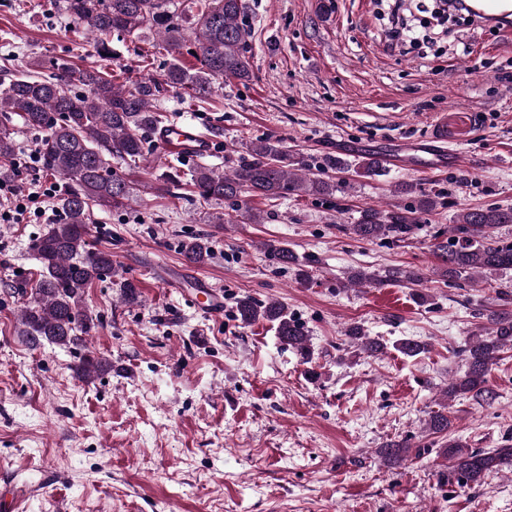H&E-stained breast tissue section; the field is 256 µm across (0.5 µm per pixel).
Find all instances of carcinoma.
Segmentation results:
<instances>
[{
	"instance_id": "1",
	"label": "carcinoma",
	"mask_w": 512,
	"mask_h": 512,
	"mask_svg": "<svg viewBox=\"0 0 512 512\" xmlns=\"http://www.w3.org/2000/svg\"><path fill=\"white\" fill-rule=\"evenodd\" d=\"M172 0H59L73 24V32L93 47L98 63L78 68L66 57L50 61L47 75L22 73L0 81V112H13L22 119L23 129L38 136V153L43 170L63 180L55 194L61 215L32 244L41 266V278L20 309L21 333L38 348L46 343L68 347L83 341L91 326L83 313L85 289L95 281L112 277V254L86 250L87 224L95 206L124 209L134 199L132 181L112 169L116 158L134 170L149 161L146 134L161 128L165 116L154 111V102L168 89L183 90L195 98H206L214 83L245 82L250 78V56L246 49V0H197V13L185 25L170 10ZM153 32L170 62L161 77L143 78L128 88L116 83L108 72L112 63L110 37L114 34L138 39ZM195 51V63H182L184 53ZM17 132L0 128V179L14 177ZM347 165L340 158H326L319 165L291 156L281 139L270 136L252 143L248 155L229 170L219 171L198 165L189 173L174 166H159L157 179L164 186H184L205 203H227L229 212H216L214 224H235L242 217L253 224L264 221L248 206V198L269 200L298 196L330 197L337 184L331 173H342ZM398 196H411L410 204L388 209L366 206L349 225L359 240L402 241L415 233L421 216L434 211L438 195L416 192L413 184L395 186ZM512 224V207L467 208L457 215L455 233L434 244L442 262V274L450 280L473 278L512 269V242L495 235L497 228ZM262 248L284 266L299 264L298 256L278 241ZM182 253L192 264L210 257V246L200 238L182 244ZM354 286H382L388 282H422L413 270L392 268L384 274L354 271L348 277ZM239 320L252 324L266 320L276 325L277 335L311 357L304 326L287 316L278 301L258 303L244 297L237 303ZM487 325L461 349L467 370L448 385L447 394L470 395L479 404H488L494 394L487 385L489 367L512 350V311L503 309L482 315ZM345 336L374 356L384 349L359 325H350ZM111 368V363L90 351L74 368L75 375L89 380ZM451 419L442 412L430 417L428 429L446 434ZM443 453L451 458L447 481L479 484L484 476L504 467L512 469V447L483 450L466 448L448 441Z\"/></svg>"
}]
</instances>
